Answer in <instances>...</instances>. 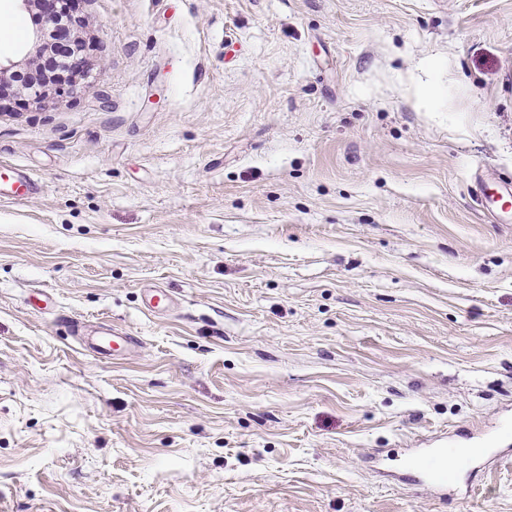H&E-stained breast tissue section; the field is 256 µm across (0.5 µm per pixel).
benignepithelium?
Instances as JSON below:
<instances>
[{
    "label": "benign epithelium",
    "instance_id": "1",
    "mask_svg": "<svg viewBox=\"0 0 512 512\" xmlns=\"http://www.w3.org/2000/svg\"><path fill=\"white\" fill-rule=\"evenodd\" d=\"M25 9L41 17L32 30L24 67L34 74L23 83L15 82L18 63L0 64V99L12 91L36 104L46 101L52 88L75 82L82 72V22L74 16L73 0H21Z\"/></svg>",
    "mask_w": 512,
    "mask_h": 512
}]
</instances>
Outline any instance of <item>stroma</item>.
<instances>
[{
	"instance_id": "35a3bbf8",
	"label": "stroma",
	"mask_w": 512,
	"mask_h": 512,
	"mask_svg": "<svg viewBox=\"0 0 512 512\" xmlns=\"http://www.w3.org/2000/svg\"><path fill=\"white\" fill-rule=\"evenodd\" d=\"M75 14L84 76L0 100V512H512V461L402 478L512 432V0ZM133 336H122L115 330L112 333H105L100 336L95 344L91 346L93 353L104 355L112 352H121L131 350L136 343ZM409 472L417 484L445 494L448 491V448H432L423 456L416 457Z\"/></svg>"
}]
</instances>
